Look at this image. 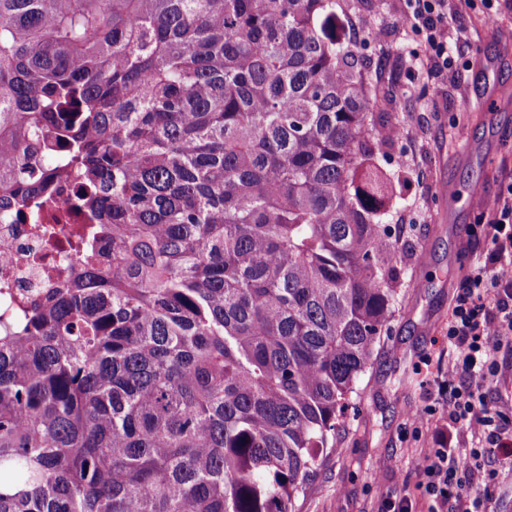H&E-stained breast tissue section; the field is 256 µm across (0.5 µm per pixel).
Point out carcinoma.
Here are the masks:
<instances>
[{"label": "carcinoma", "mask_w": 512, "mask_h": 512, "mask_svg": "<svg viewBox=\"0 0 512 512\" xmlns=\"http://www.w3.org/2000/svg\"><path fill=\"white\" fill-rule=\"evenodd\" d=\"M338 6L0 0V209L96 224L0 325V512H294L412 245Z\"/></svg>", "instance_id": "obj_1"}]
</instances>
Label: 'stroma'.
<instances>
[{
  "instance_id": "obj_1",
  "label": "stroma",
  "mask_w": 512,
  "mask_h": 512,
  "mask_svg": "<svg viewBox=\"0 0 512 512\" xmlns=\"http://www.w3.org/2000/svg\"><path fill=\"white\" fill-rule=\"evenodd\" d=\"M402 0H347L341 20L362 31L363 56L376 67L378 109L405 136L390 142L375 162L390 177L393 197L386 221L405 223L416 243L405 256V279L389 336L377 344L373 363L357 385L343 416L336 449L325 455L296 512H382L388 502L410 499L427 512L419 470L436 446V409L448 396V365L457 352L448 346V308L467 268L485 249L477 233L479 207L473 186L496 192L512 174V105L491 111H459L461 98L482 97L489 84L512 82V11L499 27L450 0L457 26L472 44V67L458 81L436 74L409 75L405 58L412 38L390 26ZM413 84V95L403 88ZM423 411L420 423L410 415Z\"/></svg>"
}]
</instances>
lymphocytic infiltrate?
<instances>
[{"instance_id":"lymphocytic-infiltrate-1","label":"lymphocytic infiltrate","mask_w":512,"mask_h":512,"mask_svg":"<svg viewBox=\"0 0 512 512\" xmlns=\"http://www.w3.org/2000/svg\"><path fill=\"white\" fill-rule=\"evenodd\" d=\"M392 25L417 42L414 68L450 77L469 70V60L453 55L449 46L448 0H403ZM482 209L487 247L455 292L448 317V343L458 353L448 376L456 385L441 414L444 445L422 469L419 488L428 512H482L483 496L473 488L472 473L486 456L512 455V417L489 409L483 396L499 368L500 339L512 335V176L501 181ZM460 426L474 433L477 444L457 453L447 444Z\"/></svg>"}]
</instances>
